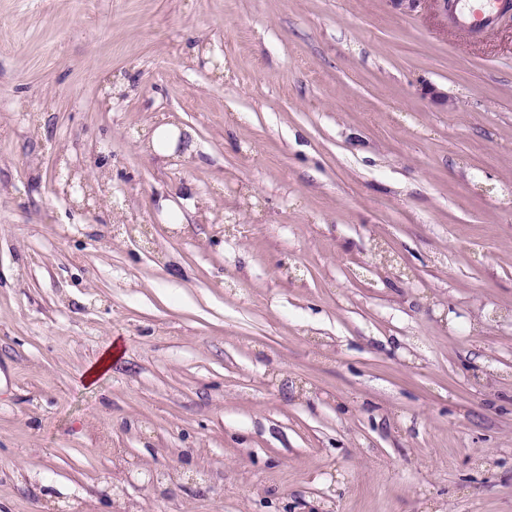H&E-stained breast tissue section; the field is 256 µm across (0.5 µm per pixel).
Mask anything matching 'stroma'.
Returning <instances> with one entry per match:
<instances>
[{
	"instance_id": "1",
	"label": "stroma",
	"mask_w": 512,
	"mask_h": 512,
	"mask_svg": "<svg viewBox=\"0 0 512 512\" xmlns=\"http://www.w3.org/2000/svg\"><path fill=\"white\" fill-rule=\"evenodd\" d=\"M311 506L512 512V21L0 0V512ZM179 134V130L171 126H159L153 133L150 147L153 152L164 155L166 149L172 150L176 146Z\"/></svg>"
}]
</instances>
